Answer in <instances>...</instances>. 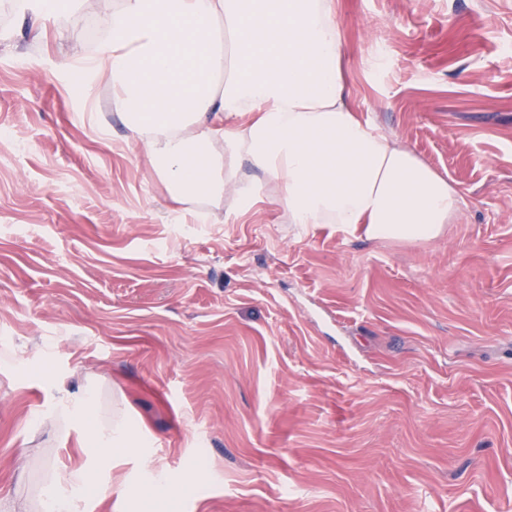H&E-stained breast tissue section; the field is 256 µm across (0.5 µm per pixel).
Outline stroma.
<instances>
[{
    "label": "stroma",
    "mask_w": 512,
    "mask_h": 512,
    "mask_svg": "<svg viewBox=\"0 0 512 512\" xmlns=\"http://www.w3.org/2000/svg\"><path fill=\"white\" fill-rule=\"evenodd\" d=\"M356 111L465 200L430 243L192 200L182 223L65 62L114 0L32 32L0 0V512L97 469L51 401L95 385L133 449L82 512H512V0H335ZM149 490H135L136 497L141 501L144 511H153L154 504L159 498H163L173 507L183 493V487L173 488L159 479Z\"/></svg>",
    "instance_id": "obj_1"
}]
</instances>
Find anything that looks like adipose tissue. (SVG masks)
I'll list each match as a JSON object with an SVG mask.
<instances>
[{
    "mask_svg": "<svg viewBox=\"0 0 512 512\" xmlns=\"http://www.w3.org/2000/svg\"><path fill=\"white\" fill-rule=\"evenodd\" d=\"M107 26L83 58V92L111 84L128 139L173 202L228 194L245 211L261 184L289 223L398 243L434 241L461 212L447 176L353 108L334 0H118ZM97 401L60 398L52 415L82 420L107 468L135 433L120 412L92 420ZM98 492L89 470L65 469L39 508L78 512Z\"/></svg>",
    "mask_w": 512,
    "mask_h": 512,
    "instance_id": "ef3b65f1",
    "label": "adipose tissue"
}]
</instances>
